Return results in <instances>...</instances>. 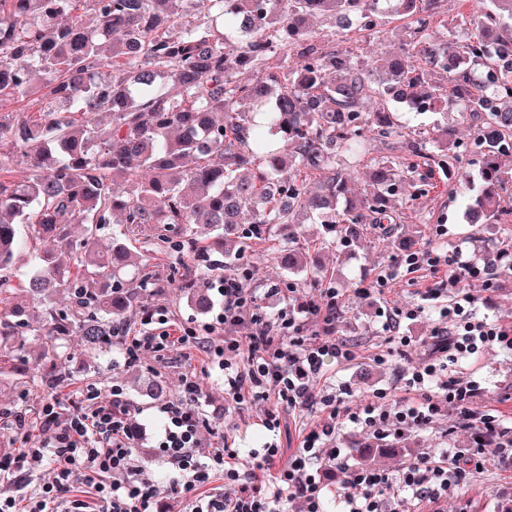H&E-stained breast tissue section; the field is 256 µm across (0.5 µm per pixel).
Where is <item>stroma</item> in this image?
<instances>
[{"label":"stroma","instance_id":"1","mask_svg":"<svg viewBox=\"0 0 512 512\" xmlns=\"http://www.w3.org/2000/svg\"><path fill=\"white\" fill-rule=\"evenodd\" d=\"M313 29L324 38H335L337 47L354 50L364 61L397 52L407 38L399 21L393 19L373 36L350 32L335 37L334 23L328 18L315 20ZM448 130L460 151V177L442 192L415 201L410 199L408 191H401L395 196L394 205L403 223L430 222V229L419 240L418 251L440 245L445 251L461 252L463 258L468 259L474 257L477 245L469 238L468 225L462 224L459 218V207L469 193V177L477 173L478 157L468 148L472 139L471 126L463 123L453 108L448 111ZM440 222L448 228L447 238L441 241L433 231L434 224ZM284 244L282 234L276 233L253 241L242 258L252 276L250 286L263 311L272 314L285 304L297 306L316 297L321 289H337L344 302L336 321V335L356 350V357L349 365L341 369L329 367L325 376L315 382V389L330 394L345 383L351 387L352 397L356 400L376 392H390L398 386L395 367H410L431 355L434 349L432 335L441 325L439 306L446 303L452 291L441 288L439 279L430 274L409 272L387 236L375 231L351 246L324 250L320 255L322 268L313 280L290 275L281 269L276 253ZM154 263L166 285L150 297L152 309H164L173 326L201 329L210 317L198 313L188 303L173 274L174 258L161 255ZM389 271L395 275L391 283L392 304L418 305L422 311L405 329L412 338L405 357H393L391 365L386 366L374 360L375 355L386 352L388 343L380 317L381 302L377 295L371 294L370 287L377 274ZM470 291L478 298L476 311L479 316L512 326V279H500L493 288L487 283L476 282ZM84 358L81 339L74 336L68 342L66 357L60 367L65 380L53 391L11 384L0 386V459L16 456L25 446L22 439L3 430L2 425L9 414L20 411L34 422L50 394L78 402L91 394L107 396L112 386L117 385L132 406L131 423L137 434L132 454L136 464L143 467L145 476L156 485L158 512H186L187 498L171 490L169 469L153 448L161 425L156 401L137 392L132 385L133 374H156L165 378L172 389V398L176 399L182 395L179 383L182 371L187 367L194 368L199 385L194 407L199 413L204 444L209 448L226 444L238 449L240 468L245 472L251 468L250 450L273 445L281 448L283 454H292L300 446L304 426L320 418L319 413L311 411L301 415L285 412L281 415L278 430H266L261 424L265 405L248 401L235 404L228 400L223 371L210 366L190 347L171 353L165 360L145 353L135 363L122 360L114 366L104 362L99 370L89 372L81 368ZM455 371L473 377L487 387V405L494 409L503 424H512V353L494 349L456 365ZM406 438L409 445L402 454L376 457L375 466L394 474L409 459L424 452L443 448L465 450L472 446L470 431L460 428L456 417L448 414L438 416L425 428L408 431ZM510 486L512 462L493 453L487 454L481 469L470 474L465 488L449 489L438 504L439 512H512V498L504 494L505 488Z\"/></svg>","mask_w":512,"mask_h":512}]
</instances>
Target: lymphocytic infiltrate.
I'll return each mask as SVG.
<instances>
[{"label":"lymphocytic infiltrate","instance_id":"1","mask_svg":"<svg viewBox=\"0 0 512 512\" xmlns=\"http://www.w3.org/2000/svg\"><path fill=\"white\" fill-rule=\"evenodd\" d=\"M426 263L434 274H447L455 283L481 279L485 271L474 260L451 257L435 250L411 254L405 263L417 268ZM210 285L220 297L221 310L205 324V351L225 370V385L234 401L247 399L290 408L310 409L323 405L328 412L321 428L311 430L286 464H279L280 451L264 448L252 454L249 472H241L236 449L224 447L201 453L199 418L186 401L198 385L193 373L181 377L184 398L161 404L162 424L156 438L158 456L171 473L173 491L191 495L190 512H276L286 496L301 499L303 512H324L323 485L318 461H334L345 475L346 491L342 497L344 512H385L388 496L411 494L420 512H430L447 493L449 484L466 485L472 468L478 467L480 449L469 448L454 454H423L404 466L398 475L368 466L348 465L341 448L322 449L321 440L336 434L340 422L362 426L375 438L403 436L412 428L432 423L443 410L456 411L462 427L499 430L496 415L475 413L471 405L484 390L474 380L449 374V365L496 346L512 351V330L485 319L476 318L474 296L462 294L440 310L447 322V359L428 363L400 373L408 395L385 405L371 400L356 408L345 406L349 387H340L337 395L317 396L310 379L322 376L327 367L354 359L345 343L323 340L310 343L303 336V315L316 316L331 323L339 298L335 289H325L320 301L303 305L301 312L283 308L268 318L255 310V298L239 276H219ZM250 325L247 336L225 337L216 343L212 335L223 326ZM193 331L175 336L168 329L163 310L148 317L144 329L133 336L127 347L129 357L144 352L169 353L196 342ZM242 355V366L230 369L228 355ZM130 408L122 389L112 388L107 399L87 396L64 412L58 398H50L42 408V436L34 448L23 449L16 457L0 461V479L19 488L16 496L0 497V512H85L86 502L76 499L77 488H88L102 502L105 512H152L155 486L136 465L131 450L134 433L129 425ZM47 464L52 478L34 495H24L26 474L33 464ZM274 471L273 480L262 474ZM221 472L225 492L198 497L199 487L209 484L213 472Z\"/></svg>","mask_w":512,"mask_h":512}]
</instances>
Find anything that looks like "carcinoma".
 <instances>
[{
    "mask_svg": "<svg viewBox=\"0 0 512 512\" xmlns=\"http://www.w3.org/2000/svg\"><path fill=\"white\" fill-rule=\"evenodd\" d=\"M482 4L476 31L461 17L454 27L467 33L449 38L433 28L445 0H0V376L57 386L73 335L90 355L123 351L115 326L127 324L137 293L119 276L135 266L140 290L163 288L155 245L177 254L179 287L205 313L206 240L230 257L314 214L335 226L336 238L319 242L326 247L357 241L368 224H399L390 202L402 180L426 196L455 175L459 157L448 129L404 133L394 111H367L368 99L412 112L418 102L432 112L463 102L479 172L462 221L474 235L487 225L511 234L512 168L502 161L512 156V66L494 70L492 52L512 46V0ZM258 8L266 21L242 37L240 20ZM389 15L407 20L409 39L379 64L318 40L309 26L333 16L377 34ZM448 57L449 84L432 83ZM101 113L111 118L106 129ZM367 130L400 138L402 169L366 159ZM341 156L367 164L372 194L348 198ZM18 164L27 176L7 178ZM311 171L325 175L314 191ZM72 224L85 227L82 240ZM108 224L123 230L101 250ZM38 241L48 249L14 285L5 271ZM280 259L292 274L311 268L291 237ZM57 294L70 307L56 308ZM35 306L44 351L32 363L17 344Z\"/></svg>",
    "mask_w": 512,
    "mask_h": 512,
    "instance_id": "cac0c4a2",
    "label": "carcinoma"
}]
</instances>
